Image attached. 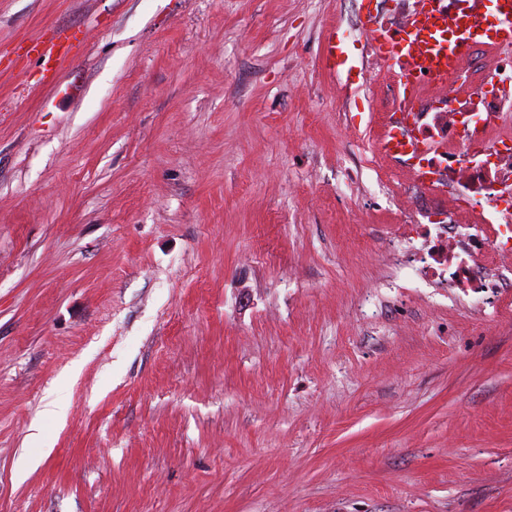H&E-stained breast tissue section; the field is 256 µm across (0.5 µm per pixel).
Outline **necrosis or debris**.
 <instances>
[{
	"label": "necrosis or debris",
	"mask_w": 512,
	"mask_h": 512,
	"mask_svg": "<svg viewBox=\"0 0 512 512\" xmlns=\"http://www.w3.org/2000/svg\"><path fill=\"white\" fill-rule=\"evenodd\" d=\"M454 83L455 96L414 115L408 140L426 150L396 157L412 181L394 195L425 201L426 221L401 225L381 248L424 282L492 303L512 292V47H493Z\"/></svg>",
	"instance_id": "necrosis-or-debris-1"
}]
</instances>
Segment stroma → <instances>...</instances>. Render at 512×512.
I'll return each instance as SVG.
<instances>
[{"instance_id":"stroma-1","label":"stroma","mask_w":512,"mask_h":512,"mask_svg":"<svg viewBox=\"0 0 512 512\" xmlns=\"http://www.w3.org/2000/svg\"><path fill=\"white\" fill-rule=\"evenodd\" d=\"M397 3L0 0V512H512V306L379 249ZM321 58L325 66L334 72H336V69L345 67L350 63L348 52L336 30L325 37L322 44Z\"/></svg>"}]
</instances>
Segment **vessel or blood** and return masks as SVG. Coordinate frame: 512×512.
I'll list each match as a JSON object with an SVG mask.
<instances>
[{"mask_svg":"<svg viewBox=\"0 0 512 512\" xmlns=\"http://www.w3.org/2000/svg\"><path fill=\"white\" fill-rule=\"evenodd\" d=\"M362 27L372 54L395 75L400 99L412 102L419 96L410 81L417 69H426L432 88L441 90L455 77L471 45H512V0H460L450 12L435 2L400 27L369 11ZM321 58L332 71L349 64L337 32L325 37Z\"/></svg>","mask_w":512,"mask_h":512,"instance_id":"vessel-or-blood-1","label":"vessel or blood"}]
</instances>
